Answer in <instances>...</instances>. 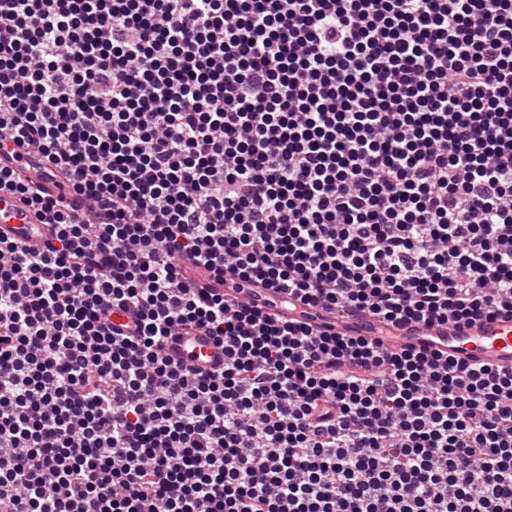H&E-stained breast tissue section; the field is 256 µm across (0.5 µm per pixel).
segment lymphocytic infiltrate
<instances>
[{"label": "lymphocytic infiltrate", "instance_id": "lymphocytic-infiltrate-1", "mask_svg": "<svg viewBox=\"0 0 512 512\" xmlns=\"http://www.w3.org/2000/svg\"><path fill=\"white\" fill-rule=\"evenodd\" d=\"M9 142L0 512H512V372L290 315L512 316V0H0ZM14 158L11 160L13 168L23 174L32 177L44 176V170L40 156L29 149H16ZM51 229L23 202L21 196L0 191L1 235L26 239L31 245L40 247L51 235ZM183 336H174L169 339L165 352L176 361H184L203 370H210L213 366L224 364V350L213 345L207 336H198L192 333Z\"/></svg>", "mask_w": 512, "mask_h": 512}]
</instances>
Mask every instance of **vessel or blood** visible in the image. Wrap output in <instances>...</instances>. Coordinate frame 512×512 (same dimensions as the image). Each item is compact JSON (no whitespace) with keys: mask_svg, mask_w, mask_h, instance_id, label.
Wrapping results in <instances>:
<instances>
[{"mask_svg":"<svg viewBox=\"0 0 512 512\" xmlns=\"http://www.w3.org/2000/svg\"><path fill=\"white\" fill-rule=\"evenodd\" d=\"M12 166L32 177L44 174L40 156L28 149L19 150ZM0 233L27 240L38 247L50 236L51 227L37 217L21 196L0 191ZM410 339L427 340L433 348L447 351L454 360L467 365L487 364L502 371H512V318L482 320L459 328L408 324L395 333L392 342L399 346ZM165 352L174 360L204 370L224 363L223 350L215 347L208 337L194 333L169 341Z\"/></svg>","mask_w":512,"mask_h":512,"instance_id":"obj_1","label":"vessel or blood"}]
</instances>
